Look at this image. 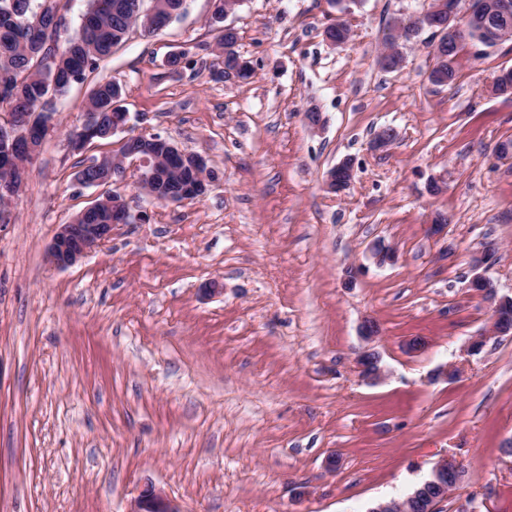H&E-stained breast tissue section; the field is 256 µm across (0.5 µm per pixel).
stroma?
I'll use <instances>...</instances> for the list:
<instances>
[{
	"instance_id": "stroma-1",
	"label": "stroma",
	"mask_w": 512,
	"mask_h": 512,
	"mask_svg": "<svg viewBox=\"0 0 512 512\" xmlns=\"http://www.w3.org/2000/svg\"><path fill=\"white\" fill-rule=\"evenodd\" d=\"M424 4L353 0L351 37L334 46L328 0H243L226 23L252 74L218 80L214 0H186L55 99L56 127L0 223V512H129L150 485L182 512H367L444 455L463 471L444 512H512V335L488 336L491 310L468 287L491 240L483 273L512 296V158L494 155L512 138V96L492 91L512 42L466 43L454 84L437 86L425 30L384 70L389 23ZM103 79L123 89L129 133L205 157L203 198L153 201L131 159L123 179L79 182L121 146H68ZM311 108L321 129L305 121ZM386 126L397 140L372 150ZM347 158L349 187L327 191ZM433 179L442 193H428ZM108 194L129 222L77 264L51 266L58 226ZM439 211L449 224L428 236ZM379 241L396 265H376ZM417 336L426 347L407 351ZM371 348L374 383L358 373ZM441 365L457 379H433Z\"/></svg>"
}]
</instances>
